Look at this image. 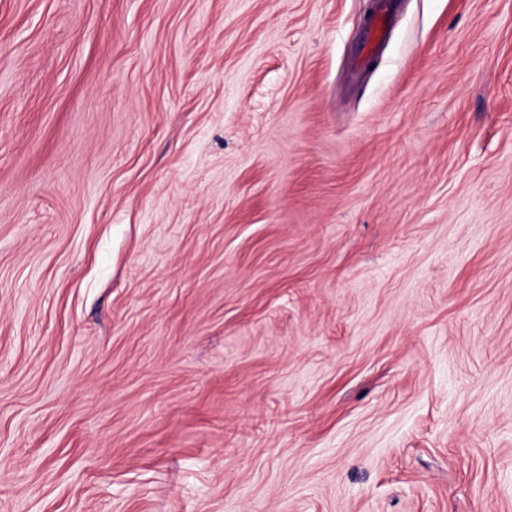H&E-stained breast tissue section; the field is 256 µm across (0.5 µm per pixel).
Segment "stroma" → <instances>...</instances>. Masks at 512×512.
I'll use <instances>...</instances> for the list:
<instances>
[{"label":"stroma","instance_id":"obj_1","mask_svg":"<svg viewBox=\"0 0 512 512\" xmlns=\"http://www.w3.org/2000/svg\"><path fill=\"white\" fill-rule=\"evenodd\" d=\"M0 0V512H512V0Z\"/></svg>","mask_w":512,"mask_h":512}]
</instances>
